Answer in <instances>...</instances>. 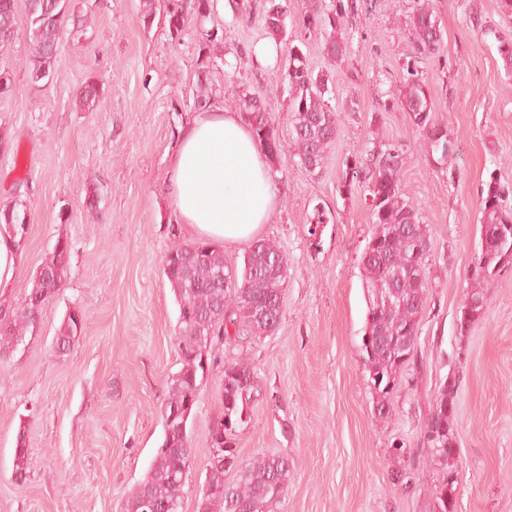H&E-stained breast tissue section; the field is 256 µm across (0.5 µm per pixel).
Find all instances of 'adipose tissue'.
<instances>
[{"label": "adipose tissue", "instance_id": "adipose-tissue-1", "mask_svg": "<svg viewBox=\"0 0 512 512\" xmlns=\"http://www.w3.org/2000/svg\"><path fill=\"white\" fill-rule=\"evenodd\" d=\"M170 186L181 222L205 239L249 241L273 211L272 169L238 112H203L181 130Z\"/></svg>", "mask_w": 512, "mask_h": 512}]
</instances>
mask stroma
I'll return each mask as SVG.
<instances>
[{"mask_svg": "<svg viewBox=\"0 0 512 512\" xmlns=\"http://www.w3.org/2000/svg\"><path fill=\"white\" fill-rule=\"evenodd\" d=\"M371 2L336 68L341 120L324 168L312 174L291 162L274 175V209L258 235L288 258L281 321L273 335L214 347L192 423L183 512H196L229 359L248 364L262 389L233 448L245 461L276 453L291 462L278 512H434L443 467L428 459L421 431L449 377L458 385L457 512H512V267L496 275L484 316L466 335L456 329L479 252L481 185L493 172L512 185V69L496 41L512 31V17L499 0H429L444 41L417 70L455 147L443 167L427 158L406 113L374 120L403 79L412 44L397 22L417 2ZM286 5L289 38L302 43L313 71L325 69L323 32L303 26L308 0ZM139 6L77 0L87 19L68 30L47 80L32 82L23 67L26 25L0 51V69L13 78L12 91L0 96V207L22 203L29 221L0 308L22 303L57 241L70 245L67 282L46 305L37 334L0 361V512H121L151 467L164 434L161 408L180 369L178 306L162 259L196 239L180 221L169 173L179 130L197 114L198 68L214 67L211 108L240 111L243 90L259 86L280 136L289 134L285 57L254 63L253 49L270 40L257 19L219 6L175 41L163 18L143 28ZM216 29L222 41L200 49L201 32ZM89 79L102 97L81 110L75 92ZM379 142L403 144V188L431 240L417 363L404 372L384 420L373 415L360 351L367 308L360 256L373 224L363 189H338L347 158ZM318 209L330 221L314 237L308 229ZM73 310L83 313L85 328L62 354L55 336ZM21 432L29 465L20 489L13 461ZM398 442L407 457L393 456ZM404 469L413 472L408 486L393 484L392 472Z\"/></svg>", "mask_w": 512, "mask_h": 512, "instance_id": "stroma-1", "label": "stroma"}]
</instances>
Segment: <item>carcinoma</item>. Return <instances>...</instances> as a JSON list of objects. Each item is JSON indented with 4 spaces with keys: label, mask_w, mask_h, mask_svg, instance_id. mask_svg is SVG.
Returning a JSON list of instances; mask_svg holds the SVG:
<instances>
[{
    "label": "carcinoma",
    "mask_w": 512,
    "mask_h": 512,
    "mask_svg": "<svg viewBox=\"0 0 512 512\" xmlns=\"http://www.w3.org/2000/svg\"><path fill=\"white\" fill-rule=\"evenodd\" d=\"M211 0H164L163 13L168 35L181 37L192 18H204ZM372 7L369 0H309L304 24L324 32L322 53L330 68L314 73L303 49L288 42L284 83L288 92L286 109L290 124L293 156L308 172L320 171L337 134L338 114L331 104L334 74L332 67L343 61L348 41L344 20ZM30 51L24 68L33 82L50 76L67 25L78 20L75 0H26ZM288 17L278 0H265L258 19L273 38L287 35ZM413 41L414 57L439 53L443 35L430 4H420L405 20ZM406 78L399 93L385 100L376 115L400 110L425 140L428 155L440 154L448 162L452 152L447 127L436 120L435 110L424 81L414 62L405 65ZM195 105L202 109L210 102L209 66L197 72ZM101 90L88 80L75 95L77 106L90 110ZM243 115L254 139L270 165L283 166L288 150L272 119L271 108L262 89L242 93ZM403 145L388 143L354 154L348 165L349 179L340 186L351 192L362 183L370 196L374 231L361 256L362 280L367 291V311L360 350L374 397V416L383 419L392 411L391 398L403 372L417 362V336L422 311L430 288L428 262L430 233L422 223L419 209L402 187ZM512 191L495 173L482 184L479 193L481 246L471 271L474 286L466 293L471 305H462L457 321L464 336L487 307L486 291L497 272L512 265V206L505 198ZM25 209L15 203L0 208V225L11 238L24 234ZM69 270V249L54 248L52 255L36 270L33 286L18 308H0V360L13 353L14 346L34 334L44 307L65 285ZM162 272L179 307V331L175 349L181 368L173 379L162 414L170 417L164 438L145 479L128 496L123 512H182L186 480L193 465L192 421L204 381L208 349L228 344L247 333L260 338L273 334L282 315V296L288 278V258L272 241L254 240L244 258L242 272L224 263L223 249L213 242H191L169 250ZM83 315L72 311L64 319L55 346L66 353L82 333ZM261 395L253 370L234 360L224 363L221 400L224 411L209 430V448L222 451L223 460L207 458L205 480L198 491L197 512H276L288 486L291 464L280 455H262L249 462L239 459L230 445L237 429L251 421L252 407ZM456 380L443 382L431 401L423 425V447L445 464L446 472L436 487V512H456L457 462L455 451L457 414ZM29 452L25 436L18 437L14 454L15 484L27 480ZM232 479H226L228 473Z\"/></svg>",
    "instance_id": "cac0c4a2"
}]
</instances>
